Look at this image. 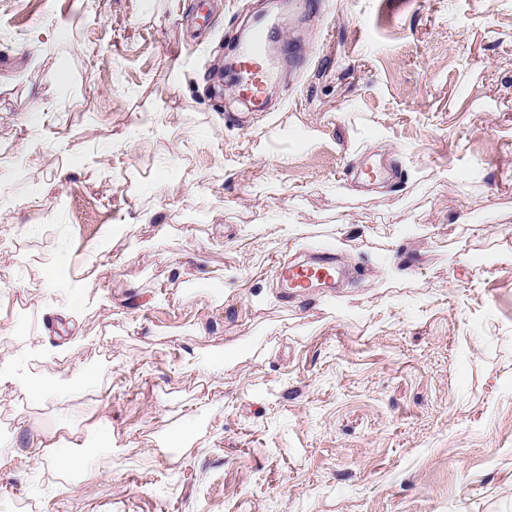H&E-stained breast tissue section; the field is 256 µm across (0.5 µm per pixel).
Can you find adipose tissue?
Returning a JSON list of instances; mask_svg holds the SVG:
<instances>
[{
	"mask_svg": "<svg viewBox=\"0 0 512 512\" xmlns=\"http://www.w3.org/2000/svg\"><path fill=\"white\" fill-rule=\"evenodd\" d=\"M41 286L54 296L56 311L73 320L82 317L93 302L91 292L95 286L94 276L84 271L69 276L64 273L61 266L44 267ZM99 384V372L93 367L81 368L67 378L0 368V389L12 388L27 399L41 403L61 402L74 398L85 391L97 388ZM80 445V438L75 435L63 443L45 444L44 452L61 469L77 475L80 480L90 481L97 477L98 471L93 467L90 456L78 454L77 449Z\"/></svg>",
	"mask_w": 512,
	"mask_h": 512,
	"instance_id": "obj_1",
	"label": "adipose tissue"
}]
</instances>
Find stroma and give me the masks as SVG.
Returning <instances> with one entry per match:
<instances>
[{
    "label": "stroma",
    "mask_w": 512,
    "mask_h": 512,
    "mask_svg": "<svg viewBox=\"0 0 512 512\" xmlns=\"http://www.w3.org/2000/svg\"><path fill=\"white\" fill-rule=\"evenodd\" d=\"M267 7L0 0V359L101 370L0 393V512H512V0H288L257 112L220 69ZM101 242L67 325L33 283ZM96 423L95 480L36 446ZM276 277L284 288L308 296L314 288L336 287V258L322 253L304 263H284L276 270ZM99 384V372L94 367H83L68 378L0 368V389L12 388L27 399L41 403L65 401Z\"/></svg>",
    "instance_id": "stroma-1"
}]
</instances>
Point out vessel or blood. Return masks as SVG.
I'll return each mask as SVG.
<instances>
[{"instance_id": "vessel-or-blood-1", "label": "vessel or blood", "mask_w": 512, "mask_h": 512, "mask_svg": "<svg viewBox=\"0 0 512 512\" xmlns=\"http://www.w3.org/2000/svg\"><path fill=\"white\" fill-rule=\"evenodd\" d=\"M274 38V25L262 22L253 26L234 61L237 75L232 84L233 92L249 101L260 99L271 74L265 65ZM279 283L301 295H309L316 288L336 285V259L322 253L304 263H284L276 270Z\"/></svg>"}]
</instances>
